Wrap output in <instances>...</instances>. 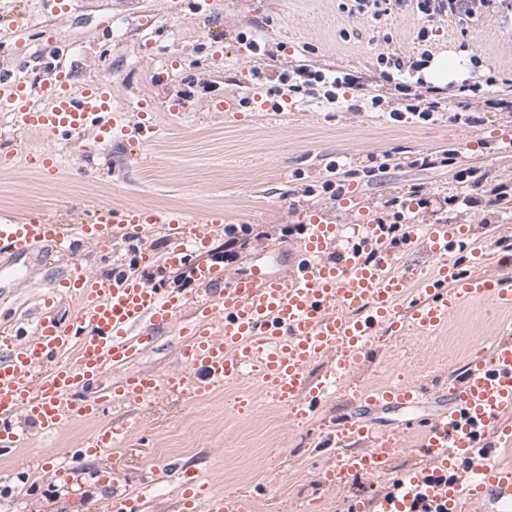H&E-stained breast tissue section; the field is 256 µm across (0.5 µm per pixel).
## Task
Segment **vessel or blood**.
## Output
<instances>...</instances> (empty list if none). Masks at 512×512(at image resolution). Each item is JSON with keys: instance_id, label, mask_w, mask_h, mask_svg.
Returning <instances> with one entry per match:
<instances>
[{"instance_id": "obj_1", "label": "vessel or blood", "mask_w": 512, "mask_h": 512, "mask_svg": "<svg viewBox=\"0 0 512 512\" xmlns=\"http://www.w3.org/2000/svg\"><path fill=\"white\" fill-rule=\"evenodd\" d=\"M29 26L27 12L14 11L0 25V44H14ZM48 70L50 79L37 87L0 72V112L13 113L19 127L56 140L89 131L105 140L118 130L142 144L155 139L156 128L146 121L144 111L118 122L108 120L111 82L90 85L76 95L67 72L54 64ZM185 221L180 211L125 208L101 210L88 224H56L35 212L18 220L1 217L0 244L19 256L43 243L66 252L78 238L108 246L133 230ZM223 221V213L215 212L194 225L190 235H175L161 260L213 288L206 299L195 301L128 275L102 282L76 264L52 283L43 298L45 311L28 339L0 328V450L26 443V432L13 422L22 412L45 434L74 419L98 422L81 451L115 458L138 424L126 416L102 422L106 405L117 400L149 405L163 390L198 401L250 373L272 382L280 401L302 412L335 387L344 369L355 366L380 329H396L405 322L430 335L465 303L489 301L507 318L489 349L469 363L463 380L449 385L448 408L436 417L423 443L428 465L399 478L398 490L376 494L358 509L413 512L415 502L434 499L445 502L447 512H459L466 500L479 505L489 501L493 512H512V466L497 458V448L512 438V428L487 434L493 420L512 418V280L479 270L459 273L452 252L469 249L467 226L408 223L396 248L387 225L362 216L328 224L314 214L281 271L256 266L227 281L216 268L193 260ZM418 241L440 263L416 290L395 265L399 250ZM63 294L77 296L82 303L69 321L54 312ZM188 307L193 319L180 330V369L163 378L130 370V363L152 347L158 331ZM322 357L332 358L333 367L324 378L312 380L308 367ZM109 369L118 371L119 379L99 388ZM418 398V388L398 386L369 396L357 394L355 403L409 407ZM341 433L371 436L373 445L327 471L328 481L338 484L348 474L388 471L396 446L393 438L372 434L351 419L342 423ZM182 501V512H251L250 500L215 495L195 478L184 482Z\"/></svg>"}]
</instances>
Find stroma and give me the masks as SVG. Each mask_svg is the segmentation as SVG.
Masks as SVG:
<instances>
[{"label": "stroma", "instance_id": "1", "mask_svg": "<svg viewBox=\"0 0 512 512\" xmlns=\"http://www.w3.org/2000/svg\"><path fill=\"white\" fill-rule=\"evenodd\" d=\"M8 4L33 16L22 36L27 51L50 60L83 55L73 90L111 79L114 113L146 102L157 135L145 145L116 137L99 143L89 133L60 141L63 160L51 176L24 165L27 133L10 113L0 112V133L10 138L0 143V215L38 211L61 221L135 207L180 209L199 219L220 211L225 224L236 228L237 255L225 259L226 236L219 229L196 259L218 265L228 279L255 265L276 271L268 251L274 245L296 247V236L283 231L299 224L301 208L344 224L353 210L371 215L386 199L409 201L414 186L439 199L463 193L453 170L415 166L412 158L512 134V118L488 105L504 98V81L512 78V11L491 9L472 21L441 16L431 22L432 34L423 43L417 38L422 21L411 0L376 19L349 14L344 0H215L208 20L190 0H97L65 18L52 16L43 0H0V6ZM139 11L152 14L149 30L138 29ZM217 40L223 52L215 51ZM253 41L258 50L250 49ZM425 50L431 64L421 73L422 83L410 79L399 88L381 77L380 56L408 63ZM441 60L455 67L441 92L442 114L429 122L392 120L391 111L435 85L434 65ZM303 66L349 77L343 99L330 103L317 94L291 95L287 114L258 113L255 94L276 103L279 75ZM490 76L497 82L487 100L471 102L479 125L456 123L459 86ZM374 96L380 99L376 108L370 104ZM175 97L185 102L177 116L168 110ZM226 98L235 101L236 111L215 110L216 101ZM386 151L393 156L388 167L369 171V155ZM336 163L355 171L346 208L327 196L304 193L306 186L332 178ZM442 218L468 225L471 240L483 245L488 269L512 263V216L451 206ZM169 247V231L158 225L131 231L109 247L75 243L73 256L105 281L117 270L143 275L138 253L147 249L161 259ZM45 252L39 246L18 258L0 254V323L34 318L38 295L59 273L45 261ZM502 318L487 304L471 302L429 336L407 327L380 330L335 393L303 416L288 413L271 386L251 376L199 404L161 396L155 406L139 407L141 425L116 461L78 455L96 423L76 420L43 435L35 421L15 415L33 439L0 453V512H102L108 472L119 470L124 486L133 490L146 479L147 467L171 463L207 482L210 491L252 499L254 512H354L357 502L425 465L423 437L445 406L449 383L461 381L469 360L494 340ZM179 340L177 328L164 331L134 369L160 375L179 369ZM396 384L420 387V404L354 410L356 393ZM352 414L400 444L389 477L359 473L334 486L324 480L327 470L345 453L363 450L355 441L345 449L338 445L337 425ZM62 456L73 459V484L56 475Z\"/></svg>", "mask_w": 512, "mask_h": 512}]
</instances>
